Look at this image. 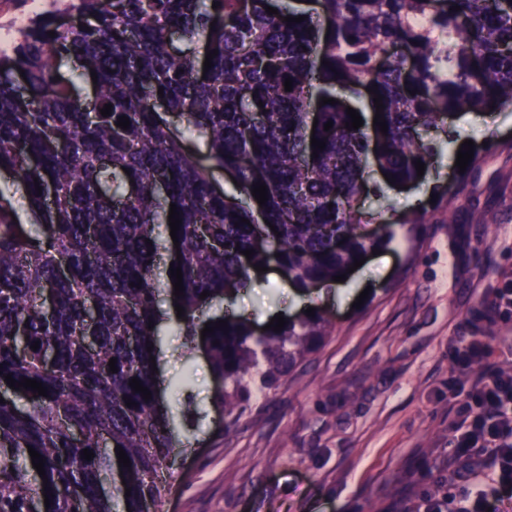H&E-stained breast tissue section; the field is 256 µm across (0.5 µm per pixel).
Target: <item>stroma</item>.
Returning <instances> with one entry per match:
<instances>
[{
    "label": "stroma",
    "mask_w": 512,
    "mask_h": 512,
    "mask_svg": "<svg viewBox=\"0 0 512 512\" xmlns=\"http://www.w3.org/2000/svg\"><path fill=\"white\" fill-rule=\"evenodd\" d=\"M494 137L470 116L461 139L434 158L423 180L388 186L370 168L365 208L398 222L427 183L461 180L453 203L426 204L415 243L397 231L380 254L347 274L333 296L315 299L331 336L289 375L277 394L255 395L224 418L201 348L173 329L160 338L161 397L174 423V465L158 512H412L431 492L455 498L463 485L444 465L455 432L448 399L467 387L454 369L453 343L477 339L512 371V313L494 311L512 283V106L492 112ZM472 140L478 160L460 174L456 156ZM495 223H485L486 215ZM361 308H354L356 297ZM263 328L304 306L277 268L259 273L239 302Z\"/></svg>",
    "instance_id": "35a3bbf8"
}]
</instances>
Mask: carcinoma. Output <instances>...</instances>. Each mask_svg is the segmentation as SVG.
Listing matches in <instances>:
<instances>
[{
  "label": "carcinoma",
  "instance_id": "obj_1",
  "mask_svg": "<svg viewBox=\"0 0 512 512\" xmlns=\"http://www.w3.org/2000/svg\"><path fill=\"white\" fill-rule=\"evenodd\" d=\"M60 1L64 9L30 18L0 48V170L34 214L23 223L15 193L0 188V512H144L161 499L176 444L151 363L159 297L183 307L174 326L190 341L214 327L202 345L225 416L254 388L276 392L330 335L322 310L257 334L234 316L217 328L204 309L252 287L256 265H276L306 292L393 238L364 231L382 218L358 206L364 172L413 183L416 161L447 150L421 132L445 115L512 105V0H318L319 17L297 0H280L272 15L269 0L51 4ZM62 11L79 22L61 27ZM65 57L96 73L93 97L61 74ZM376 93L387 133L348 130L346 107ZM323 97L336 104L318 105ZM313 137L325 148L312 150ZM212 169L232 175L234 192ZM256 183L267 187L263 206ZM426 215L405 213L407 232L421 233ZM172 266L182 271L179 297ZM7 375L42 383L47 396L11 389ZM134 377L151 399L129 386ZM117 445L130 466H118ZM30 447L45 459L44 480Z\"/></svg>",
  "mask_w": 512,
  "mask_h": 512
}]
</instances>
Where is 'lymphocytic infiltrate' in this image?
I'll use <instances>...</instances> for the list:
<instances>
[{
    "mask_svg": "<svg viewBox=\"0 0 512 512\" xmlns=\"http://www.w3.org/2000/svg\"><path fill=\"white\" fill-rule=\"evenodd\" d=\"M455 449L450 458L465 493L434 499L432 512H491L492 501L512 492V373L488 371L464 398L453 400Z\"/></svg>",
    "mask_w": 512,
    "mask_h": 512,
    "instance_id": "1",
    "label": "lymphocytic infiltrate"
}]
</instances>
